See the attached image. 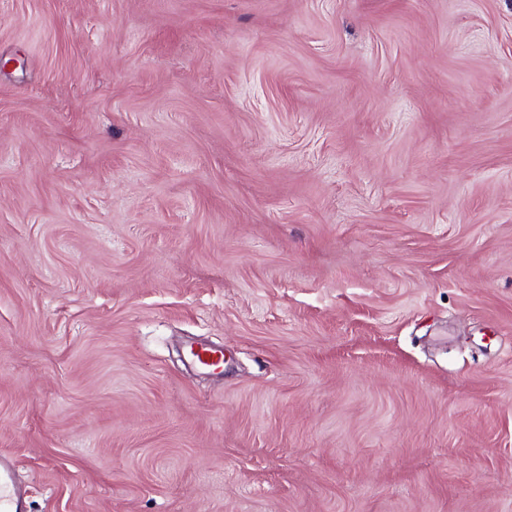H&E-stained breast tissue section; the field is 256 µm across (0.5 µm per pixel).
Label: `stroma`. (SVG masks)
Segmentation results:
<instances>
[{"label": "stroma", "instance_id": "35a3bbf8", "mask_svg": "<svg viewBox=\"0 0 512 512\" xmlns=\"http://www.w3.org/2000/svg\"><path fill=\"white\" fill-rule=\"evenodd\" d=\"M0 453L29 512H512V0H0Z\"/></svg>", "mask_w": 512, "mask_h": 512}]
</instances>
